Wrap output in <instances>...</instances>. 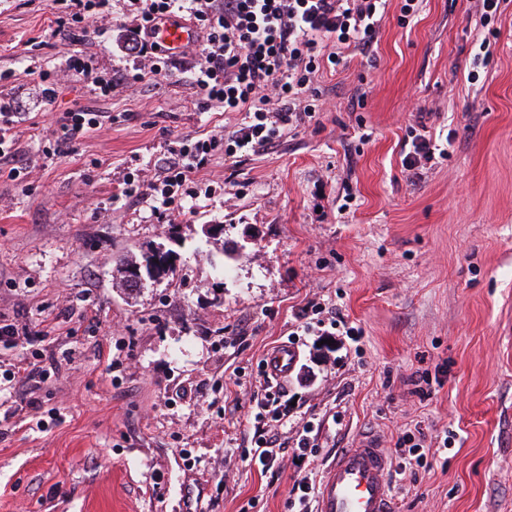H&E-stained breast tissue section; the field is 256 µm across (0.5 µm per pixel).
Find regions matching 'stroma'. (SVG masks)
I'll list each match as a JSON object with an SVG mask.
<instances>
[{
  "label": "stroma",
  "mask_w": 512,
  "mask_h": 512,
  "mask_svg": "<svg viewBox=\"0 0 512 512\" xmlns=\"http://www.w3.org/2000/svg\"><path fill=\"white\" fill-rule=\"evenodd\" d=\"M127 6L112 0L111 36L73 43L52 0H0V94L25 113L30 168L0 175V319L18 329L0 341V512H289L294 478L337 449L372 435L393 453L419 432L428 465L392 475L397 512H512V0L486 26L473 0L387 19L372 60L349 51L316 75L317 121L216 153L198 174L212 194L164 216L122 198L127 177L154 178L168 141L241 115L196 108L193 54L108 98L71 80L72 54L123 68ZM81 106L108 123L56 155L58 120ZM424 130L451 135L448 157L405 170ZM157 246L174 279L127 290L115 255ZM283 344L298 360L264 472L245 460L252 395ZM305 427L317 453L300 460Z\"/></svg>",
  "instance_id": "obj_1"
}]
</instances>
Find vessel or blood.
Here are the masks:
<instances>
[{
    "mask_svg": "<svg viewBox=\"0 0 512 512\" xmlns=\"http://www.w3.org/2000/svg\"><path fill=\"white\" fill-rule=\"evenodd\" d=\"M152 39L171 56L181 57L198 39L195 26L171 16L156 23ZM296 355L283 346L267 358L268 372L284 380ZM389 457L378 440L362 439L357 447L343 449L329 465L320 486L316 512H392Z\"/></svg>",
    "mask_w": 512,
    "mask_h": 512,
    "instance_id": "obj_1",
    "label": "vessel or blood"
}]
</instances>
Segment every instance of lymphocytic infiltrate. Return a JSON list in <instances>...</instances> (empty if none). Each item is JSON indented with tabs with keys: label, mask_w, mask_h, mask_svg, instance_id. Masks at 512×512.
<instances>
[{
	"label": "lymphocytic infiltrate",
	"mask_w": 512,
	"mask_h": 512,
	"mask_svg": "<svg viewBox=\"0 0 512 512\" xmlns=\"http://www.w3.org/2000/svg\"><path fill=\"white\" fill-rule=\"evenodd\" d=\"M64 8L59 32L70 41L112 31L111 0H54ZM397 10L408 23L415 0H134L125 21L123 53L134 56L132 81L168 74L172 60L149 39L153 24L187 14L200 30L199 61L188 80L202 109L242 113V121L222 135L185 136L169 143L164 170L147 186L127 180L123 196L149 194L165 211L182 209L196 197L197 173L216 151L235 156L279 142L314 118L321 97L314 76L339 66L342 49L372 56L386 15ZM17 102L0 100V172L20 174L14 129Z\"/></svg>",
	"instance_id": "obj_1"
}]
</instances>
